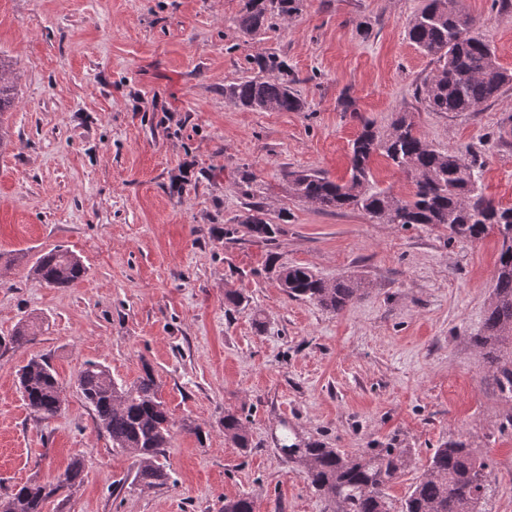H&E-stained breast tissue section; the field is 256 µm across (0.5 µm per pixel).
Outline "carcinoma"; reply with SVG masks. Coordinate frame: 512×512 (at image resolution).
<instances>
[{
	"label": "carcinoma",
	"mask_w": 512,
	"mask_h": 512,
	"mask_svg": "<svg viewBox=\"0 0 512 512\" xmlns=\"http://www.w3.org/2000/svg\"><path fill=\"white\" fill-rule=\"evenodd\" d=\"M302 0H244L238 20L242 34L251 36L268 28L275 17L286 21L300 11ZM476 19L458 7V0H425L410 21L408 38L421 52L436 59L437 67L423 84L427 107L433 112H469L496 99L512 84V72L503 69L495 52L475 32ZM263 76L224 84L229 104L264 112H300L304 104L291 88L285 61L275 53L251 58ZM14 75L0 59V115L14 95ZM376 155L412 176L414 190L402 198L379 187L371 163ZM483 162L471 152H441L416 131L407 116L397 117L381 131L366 121L353 140L348 178L336 182L320 171L288 174L292 196L325 211L353 209L364 212L376 224L438 226L448 238L480 241L493 234L501 241L495 269V286L483 334L471 341L486 356L499 394L512 401V207L495 205L482 193ZM246 233L271 245L278 225L266 217L259 204L238 217ZM269 268L281 288L295 299L310 300L336 314L345 310L365 290V283L340 277L329 284L310 268L278 266L270 257ZM47 285L65 288L85 274L80 259L62 249L41 254L30 268ZM38 329L34 321H21L10 343L21 347L32 341ZM83 399L92 407L96 427L107 434L112 447L138 460L132 485L141 492L167 484L166 459L174 422L162 400L160 384L150 367H143L131 385L117 382L104 365L88 362L77 376ZM23 400L42 419L57 416L63 407L57 373L49 361L32 357L19 370ZM224 439L246 451L249 433L241 418L224 411ZM278 451L295 464L312 489L333 512H483L492 487L485 458L462 443H446L435 449L429 463L408 495L395 503L386 488L407 466L405 448H369L348 455L318 441L301 444L284 436ZM84 460L74 456L61 478L41 484L35 480L0 496V512H42L44 504L83 482ZM248 495L224 499V512H256Z\"/></svg>",
	"instance_id": "carcinoma-1"
}]
</instances>
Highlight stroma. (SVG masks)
Instances as JSON below:
<instances>
[{"mask_svg": "<svg viewBox=\"0 0 512 512\" xmlns=\"http://www.w3.org/2000/svg\"><path fill=\"white\" fill-rule=\"evenodd\" d=\"M422 0H304L300 12L243 37V0H0V55L18 73L0 149V496L56 481L74 455L84 481L43 512H328L277 450L299 439L354 455L390 443L410 466L403 499L435 448L460 442L489 463L486 512H512V401L473 346L494 287L495 237L449 239L438 227L375 224L288 191L287 174L345 177L362 121L410 116L435 148H471L482 188L512 206V84L471 112H433L419 88L435 69L409 40ZM498 63L512 71V5L461 0ZM288 64L301 112L224 101L252 76V55ZM262 204L275 244L234 220ZM78 256L80 280L53 288L29 268L54 247ZM365 295L339 314L280 288L269 260ZM244 303L230 309L224 294ZM40 331L17 348L16 323ZM46 356L65 403L37 419L18 370ZM133 382L151 367L175 421L162 488L131 489L137 462L98 432L76 385L86 362ZM239 414L251 448L224 439ZM200 426L202 436L186 429Z\"/></svg>", "mask_w": 512, "mask_h": 512, "instance_id": "obj_1", "label": "stroma"}]
</instances>
